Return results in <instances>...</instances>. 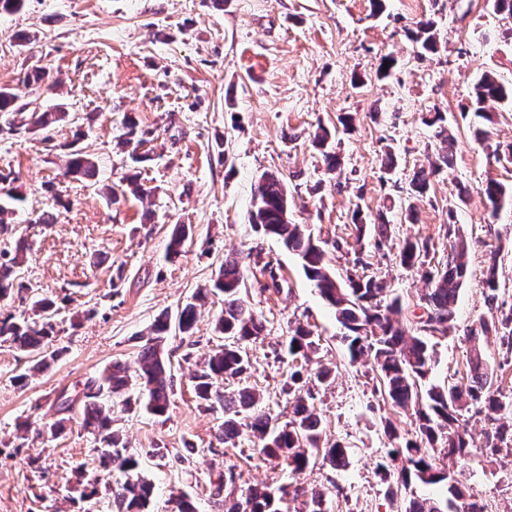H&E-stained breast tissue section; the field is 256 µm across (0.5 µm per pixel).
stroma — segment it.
<instances>
[{
	"instance_id": "35a3bbf8",
	"label": "stroma",
	"mask_w": 512,
	"mask_h": 512,
	"mask_svg": "<svg viewBox=\"0 0 512 512\" xmlns=\"http://www.w3.org/2000/svg\"><path fill=\"white\" fill-rule=\"evenodd\" d=\"M441 28V49L417 57L406 36L420 18ZM31 43L18 47V34ZM397 56L391 77L378 67ZM46 67L39 86L23 75ZM493 71L512 83V19L494 13L488 0H27L22 11L0 14V86L13 89L27 109L66 107L78 122L50 133L0 136V173L17 176L24 197L14 215L25 230L29 259L24 291L0 301V318L30 313L35 294L56 307L58 358L43 371L0 343V512H112L104 490L88 498L77 481L103 478L94 436L72 419L60 438L37 436L54 420L60 394L79 392L87 378L112 363H134L156 318L190 302L210 285L225 257L245 266L244 298L265 324L262 340L249 344L250 366L226 389L247 386L260 405L288 421L283 392L294 364L285 353L291 326L319 336L312 366L332 368L335 380L314 390L323 443L346 446L348 465L336 470L312 450L308 468L292 473L280 460L259 453L243 431L235 443L219 435L222 410H207L196 397L192 373L205 354L223 345L214 330L221 297L199 307L192 335L168 337L164 354L173 392L159 418L138 406H115L112 430L140 462L155 486L149 512H171L175 498L193 499L197 512H224L215 504L217 485L232 484L234 497L248 487L271 490L301 484L337 486L329 512H398L401 499L431 494L411 483L394 499L377 464L387 449L386 426L413 430L410 413L395 409L381 392L366 360H351L340 326L296 256L250 224L254 186L262 173L285 180L289 220L326 241V261L337 274L353 264V210L367 222L385 213L392 242L377 250L365 236L364 257L390 290L415 303L426 284L400 267L395 245L407 237L427 240L432 263L445 262L448 222L456 220L468 245L469 270L460 290L455 328L436 347L431 380L450 383L466 373L465 334L489 318L483 271L497 255L502 273L498 301L512 307V209L491 215L478 192L493 178L512 184V163L492 155V145L512 143V103L487 102L492 123L488 144L476 141L473 113H462L475 79ZM446 112L457 143L453 164L418 202L416 222L400 208L414 168L435 156L434 131L422 122L433 109ZM351 114L349 130L338 118ZM148 130L153 159L140 181L154 190L139 200L124 194L129 150L119 146L124 117ZM333 129L342 166L327 172L310 144L317 125ZM78 143L98 163L104 183L121 190L110 201L97 187L64 173L66 147ZM397 169L380 171L384 147ZM54 204L55 221L35 223ZM188 227L178 257L164 254L175 225ZM272 261L278 287L253 256ZM27 374L25 384L16 377ZM449 467L485 512H512V455L493 459L473 453Z\"/></svg>"
}]
</instances>
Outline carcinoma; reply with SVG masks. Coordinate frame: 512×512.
I'll use <instances>...</instances> for the list:
<instances>
[{
  "mask_svg": "<svg viewBox=\"0 0 512 512\" xmlns=\"http://www.w3.org/2000/svg\"><path fill=\"white\" fill-rule=\"evenodd\" d=\"M416 44L418 55L435 54L440 46L439 30L431 18L415 23L408 32ZM488 101L512 102V85H504L492 71H485L473 87L469 105L465 111L474 112L485 120L490 116L485 111ZM69 118V113L57 106L53 110L25 112L16 103L9 87H0V132L13 134L21 129L32 132H47L50 127ZM424 124L434 128L438 141L435 159L429 167L412 171L405 188V217L413 218L415 201L430 189V178L451 166L453 162V139L448 134L445 113L440 110L427 113ZM149 131L141 129L131 119L122 122V136L126 141L147 142ZM331 132L319 128L312 145L324 157L330 171L341 165L340 157L331 151ZM66 173L77 180L97 181L99 169L89 155L80 150L68 154ZM15 179L0 175V225L3 216L13 211L12 204L23 201V196L13 187ZM491 214L496 216L506 208H512V186L493 179L479 188ZM288 204V191L282 178L264 174L254 188L253 210L250 221L255 227L279 240L281 245L297 256L306 278L313 282L321 297L334 309L336 320L345 330V340L351 358L371 359L372 370L377 374L384 394L392 406L414 411L415 429L413 437L402 438L395 430H387L390 448L388 458L396 460L404 456L407 466L399 471L396 485L408 487L412 481L444 489L441 496L413 497L405 505V512H482V507L471 501L463 485L447 466L445 459H460L469 455L475 446L484 448L489 457L504 452L512 454V423H504V414L512 411V403L495 387L496 380L489 372L480 347V337L493 332L512 346V308L505 311L497 305V257H492L486 276V301L490 310L497 311L491 319L483 320L479 327L468 333L472 343L466 365V379L454 384L440 386L430 381V374L437 364L436 341L448 336L455 325V305L459 291L467 275V247L456 224L448 215V237L454 239L446 262L439 267H429L430 246L428 241L406 238L398 247L396 258L406 269L421 273L432 287L418 298L416 306L422 313L404 324L397 320L403 315L404 304L398 295L387 292L384 281L369 271L370 263L357 253L354 265L341 278L324 260V241L314 238L300 224L286 223L282 219L284 205ZM18 234L12 249L0 250V299L14 288L29 289L20 281V271L28 260L24 242V230L14 227ZM187 237V227L177 228L166 248V259L175 258ZM244 269L239 260H224L211 287L201 289L194 301L185 304L176 314H161L153 323L137 356V372L141 391L139 399L146 410L155 416L166 413L173 391L170 367L163 353V345L171 327L185 335L192 334L197 315V303L209 296L224 298V311L215 323V331L229 341L213 351L193 376L197 397L208 407L224 410L221 439L229 443L241 433L242 413L251 414L247 424L258 439L259 452L271 459H282L292 472L304 471L309 465L308 449L318 445L321 435V420L316 412L315 397L305 389L307 381L300 370L290 375L288 395L291 396V414L288 422L278 424V419L260 407L259 396L247 386L228 392L224 381L235 379L250 367L246 345L261 338L265 330L262 319L242 298ZM40 320L13 316L0 319V340L8 342L25 354L41 355L37 366L47 364L49 340L55 336L53 315L55 303L44 298L39 301ZM318 343L313 332L298 324L289 329L287 351L297 358H308L316 351ZM128 367L114 364L100 376L84 383L82 392L73 399L64 398L57 406L63 417L46 426L47 433L56 436L65 429L66 414L74 411L75 404L82 402V419L85 428L99 439L97 454L100 466L107 471L114 469L124 473L123 479H105L104 488L112 498L115 512H147L154 493L151 482L139 475V462L127 453L126 446L112 432V399L126 397ZM477 407L485 415L490 427L483 432L481 442H475L460 422L470 407ZM324 459L329 466L342 470L347 466L346 447L334 443L324 449ZM304 498L306 512H328L325 508L329 489L295 487L292 500ZM275 496L266 488L250 487L245 497L226 507V512H283L274 507Z\"/></svg>",
  "mask_w": 512,
  "mask_h": 512,
  "instance_id": "carcinoma-1",
  "label": "carcinoma"
}]
</instances>
